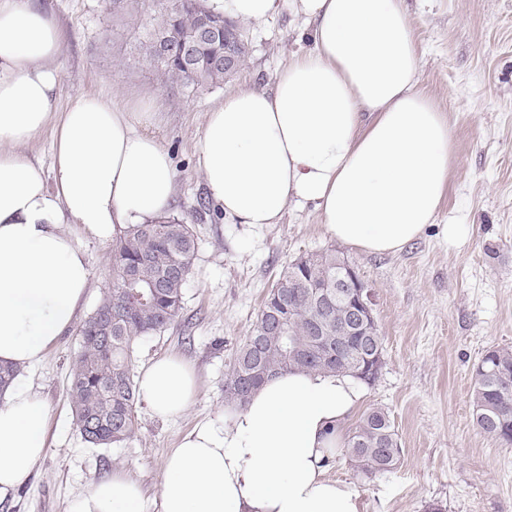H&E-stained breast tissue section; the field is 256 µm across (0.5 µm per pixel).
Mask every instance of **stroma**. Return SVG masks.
Returning a JSON list of instances; mask_svg holds the SVG:
<instances>
[{
	"instance_id": "35a3bbf8",
	"label": "stroma",
	"mask_w": 512,
	"mask_h": 512,
	"mask_svg": "<svg viewBox=\"0 0 512 512\" xmlns=\"http://www.w3.org/2000/svg\"><path fill=\"white\" fill-rule=\"evenodd\" d=\"M64 34L55 62L58 111L97 94L122 109L148 106L153 133L176 173L171 213L191 224L198 251L181 319L144 340L135 371L163 355L191 362L197 395L179 418L163 421L137 405V431L124 443L93 448L81 439L68 395L76 330L22 372L49 407L48 446L30 475L0 496V512H67L69 501L120 469L145 492V512H160L163 459L194 425L223 413L224 378L249 336L282 267L307 252L336 247L313 206L289 207L281 223L234 224L204 195L197 149L207 113L225 94L270 87L276 72L309 45L302 20L280 10L239 29L247 54L220 88L168 87L141 63L132 20L106 0H38ZM419 60V87L448 115L455 160L435 224L393 254L345 247L375 296L384 364L364 388L363 408L389 413L401 461L391 472L359 475L345 457L331 477L358 495L359 512H512V445L486 436L473 418V371L484 351L512 346V0H404ZM467 225L449 240L444 228ZM88 319L107 283L109 243L86 239Z\"/></svg>"
}]
</instances>
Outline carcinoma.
<instances>
[{
    "label": "carcinoma",
    "instance_id": "obj_1",
    "mask_svg": "<svg viewBox=\"0 0 512 512\" xmlns=\"http://www.w3.org/2000/svg\"><path fill=\"white\" fill-rule=\"evenodd\" d=\"M224 25L206 0H167L138 38L142 60L165 84L184 89L216 88L238 70L246 44L239 37L226 45L207 43L199 58L185 60L173 32L199 25ZM234 58L224 67V51ZM197 252L192 225L173 214L147 224H129L112 240L110 280L91 316L79 328L80 342L69 383L76 427L85 442L108 447L131 439L140 399L132 357L144 339L165 332L180 317L184 288ZM351 262L335 248L308 253L289 262L270 289L251 333L237 350L224 380V398L243 406L252 390L269 377L295 369L349 373L370 385L368 357L384 355L375 320L366 336L352 333L348 305L336 292L352 295L367 287L345 281ZM474 420L487 436L512 443V348L486 350L473 372ZM344 455L370 478L398 465L401 445L389 414L364 412L345 436Z\"/></svg>",
    "mask_w": 512,
    "mask_h": 512
}]
</instances>
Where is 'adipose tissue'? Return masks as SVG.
<instances>
[{
	"instance_id": "ef3b65f1",
	"label": "adipose tissue",
	"mask_w": 512,
	"mask_h": 512,
	"mask_svg": "<svg viewBox=\"0 0 512 512\" xmlns=\"http://www.w3.org/2000/svg\"><path fill=\"white\" fill-rule=\"evenodd\" d=\"M302 17L310 48L271 88H243L208 112L199 165L209 199L237 224L280 223L313 205L336 241L395 253L434 223L448 188L451 127L419 87L402 0H208L216 14L261 22L281 5ZM63 35L35 0H0V364L30 370L87 301L82 236L166 212L176 192L166 148L97 96L56 113ZM55 123L51 170L23 148ZM141 399L168 419L196 396V374L167 356L143 370ZM363 400L347 373L293 370L260 385L241 407L197 425L165 458L161 512H358L357 495L328 477L345 427ZM48 409L17 383L0 404V495L46 450ZM68 512H144L124 471L73 498Z\"/></svg>"
}]
</instances>
